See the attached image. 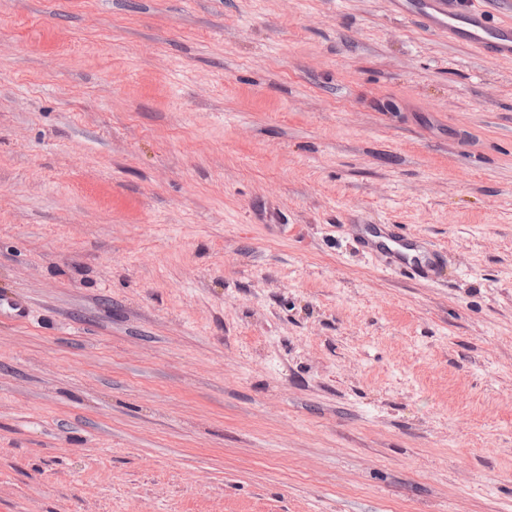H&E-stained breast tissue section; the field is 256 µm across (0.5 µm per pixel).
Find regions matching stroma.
<instances>
[{"label":"stroma","instance_id":"stroma-1","mask_svg":"<svg viewBox=\"0 0 512 512\" xmlns=\"http://www.w3.org/2000/svg\"><path fill=\"white\" fill-rule=\"evenodd\" d=\"M0 300V512H512V61L393 0H0ZM358 228L365 246L390 256L389 271L419 279H438L441 253L433 245L410 235L398 224H358Z\"/></svg>","mask_w":512,"mask_h":512}]
</instances>
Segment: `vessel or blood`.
Here are the masks:
<instances>
[{
  "instance_id": "vessel-or-blood-1",
  "label": "vessel or blood",
  "mask_w": 512,
  "mask_h": 512,
  "mask_svg": "<svg viewBox=\"0 0 512 512\" xmlns=\"http://www.w3.org/2000/svg\"><path fill=\"white\" fill-rule=\"evenodd\" d=\"M401 10L425 31H447L449 40L473 47L486 61L512 59V22H495L478 0H408ZM359 236L365 246L390 256V271L419 279L437 278L440 252L401 225L363 224Z\"/></svg>"
}]
</instances>
